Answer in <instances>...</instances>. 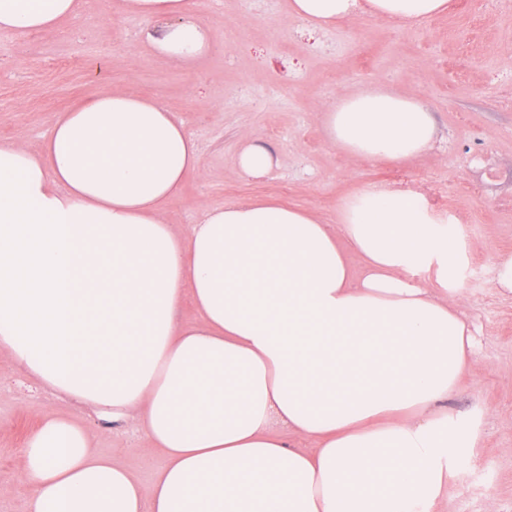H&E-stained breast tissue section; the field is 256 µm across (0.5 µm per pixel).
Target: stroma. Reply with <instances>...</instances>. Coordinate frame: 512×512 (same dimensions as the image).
<instances>
[{"instance_id": "obj_1", "label": "stroma", "mask_w": 512, "mask_h": 512, "mask_svg": "<svg viewBox=\"0 0 512 512\" xmlns=\"http://www.w3.org/2000/svg\"><path fill=\"white\" fill-rule=\"evenodd\" d=\"M116 2L83 0L80 17L51 32L0 33V142L39 151L57 114L109 84L160 101L202 149L200 170L164 207L179 231L207 209L255 197L332 224L357 190L422 192L471 247L462 309L476 328L478 363L451 405L464 417L488 409L479 448L460 457L447 512H512V296L492 284L495 255L512 252V0H452L446 15L419 24L360 18L313 35L289 14V0H192L212 45L189 68L155 57L142 40L151 22L118 13ZM374 86L431 112V149L405 164L362 162L326 142L322 107ZM245 132L277 153L265 178L237 173ZM57 413L74 414L93 447L143 485L164 462L135 427L107 425L1 355L0 512H25L23 449Z\"/></svg>"}]
</instances>
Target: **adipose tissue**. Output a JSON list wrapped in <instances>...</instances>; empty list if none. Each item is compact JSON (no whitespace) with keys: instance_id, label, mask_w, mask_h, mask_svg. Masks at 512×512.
<instances>
[{"instance_id":"ef3b65f1","label":"adipose tissue","mask_w":512,"mask_h":512,"mask_svg":"<svg viewBox=\"0 0 512 512\" xmlns=\"http://www.w3.org/2000/svg\"><path fill=\"white\" fill-rule=\"evenodd\" d=\"M81 4L0 0V32L52 31ZM118 7L153 22L146 43L170 64L207 54L190 0ZM449 8L291 0L319 30ZM321 121L332 147L368 162H407L435 137L418 100L383 87L341 96ZM278 162L241 135L240 177ZM200 166L182 121L122 89L61 113L40 152L0 143V351L165 456L146 488L76 420L44 417L24 448L26 512H439L484 413L449 405L476 365L461 230L422 194L374 185L333 226L251 198L181 233L162 206Z\"/></svg>"}]
</instances>
